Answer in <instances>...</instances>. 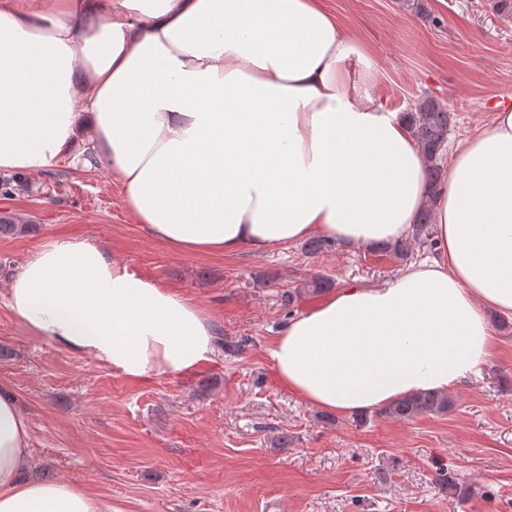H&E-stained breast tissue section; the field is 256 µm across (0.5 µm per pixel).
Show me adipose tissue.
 I'll use <instances>...</instances> for the list:
<instances>
[{
  "label": "adipose tissue",
  "instance_id": "ef3b65f1",
  "mask_svg": "<svg viewBox=\"0 0 512 512\" xmlns=\"http://www.w3.org/2000/svg\"><path fill=\"white\" fill-rule=\"evenodd\" d=\"M367 55L322 0H0V172L106 168L148 236L179 252H263L320 234L403 237L424 205L438 258L385 286L349 284L289 318L279 383L340 415L479 376L512 314V104L427 190L404 118L376 105ZM7 306L33 334L129 377L182 373L212 320L105 247L43 245ZM29 424L0 392V512H101L32 478Z\"/></svg>",
  "mask_w": 512,
  "mask_h": 512
}]
</instances>
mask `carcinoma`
I'll return each instance as SVG.
<instances>
[{"label": "carcinoma", "instance_id": "cac0c4a2", "mask_svg": "<svg viewBox=\"0 0 512 512\" xmlns=\"http://www.w3.org/2000/svg\"><path fill=\"white\" fill-rule=\"evenodd\" d=\"M407 119L411 135L428 168L430 183L434 185L443 177L442 159L448 144L450 112L434 99L425 98L417 104L415 111L408 113ZM432 223L433 215L427 207L421 212L417 224L413 225L411 234L391 245L393 254L402 259H411L416 248L434 246ZM451 405L447 395L427 392L402 398L381 409L379 414L409 421L425 414L446 413Z\"/></svg>", "mask_w": 512, "mask_h": 512}]
</instances>
